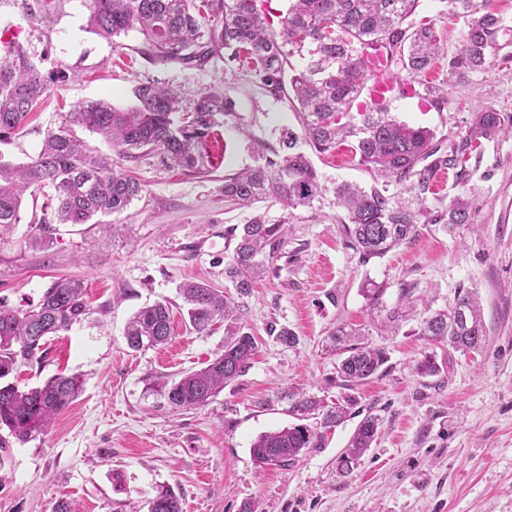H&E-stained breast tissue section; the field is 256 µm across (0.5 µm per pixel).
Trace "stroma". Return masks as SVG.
<instances>
[{"mask_svg":"<svg viewBox=\"0 0 512 512\" xmlns=\"http://www.w3.org/2000/svg\"><path fill=\"white\" fill-rule=\"evenodd\" d=\"M56 2L46 18L30 20L18 0H0V27H21V46L42 73H63L24 128L0 143L6 159L29 162L47 131L85 102L133 105L134 88L149 78L227 91L235 109L201 147L206 173L168 168L156 152L122 159L144 186L123 213L61 224L45 191L25 195L20 223L0 244V300L25 308L54 280L78 279L91 314L49 337L46 357L18 363L10 376L34 387L75 373L83 389L44 434L0 449V512H55L62 502L72 512H148L162 485L182 512H239L245 501L256 512H512V136L483 142L462 168L437 175L426 196L440 210L466 194L470 223L420 225L384 256L361 260L336 207L296 211L276 273L242 310L258 342L250 370L207 406L175 410L152 384L200 369L224 346L223 327L200 334L186 326L178 287L195 280L224 287L234 248L224 232L249 216L225 202L224 177L254 165L257 145L277 147L280 129L296 123L294 109L270 95L250 66L228 62L227 50L200 69L160 62L137 32L107 40L90 31L87 0ZM416 15L432 20L445 49L419 81L442 85L463 24L449 18L445 0H420ZM390 109L453 150L474 113H512V62L468 75L448 87L444 102L396 95ZM311 161L332 180L382 183L344 144ZM40 223L53 237L46 248L31 244ZM462 287L476 291L487 331L484 349L466 355L420 334L423 318L447 308ZM156 302L172 310L171 341L129 349L128 321ZM281 326L294 344L270 335ZM342 326L386 355L377 374L353 387L341 384L331 340ZM427 356L436 374L417 373ZM291 392L321 406L344 404L348 415L330 428L320 409L298 419ZM369 415L379 420L377 439L340 476L336 459ZM300 420L317 433L311 447L288 466H258L254 440Z\"/></svg>","mask_w":512,"mask_h":512,"instance_id":"stroma-1","label":"stroma"}]
</instances>
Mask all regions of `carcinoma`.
<instances>
[{
    "label": "carcinoma",
    "mask_w": 512,
    "mask_h": 512,
    "mask_svg": "<svg viewBox=\"0 0 512 512\" xmlns=\"http://www.w3.org/2000/svg\"><path fill=\"white\" fill-rule=\"evenodd\" d=\"M287 2L277 30L268 21L263 0H89L88 23L107 39L137 31L153 57L186 67L205 66L216 43L230 51L229 62L243 50L256 65L265 90L276 97L284 92L285 69L294 70L290 86L298 102L299 129L282 128L279 148L260 152L254 166L225 176V200L250 208L271 199L290 215L333 204L345 211L340 223L364 262L414 237L420 224L469 223L465 197L446 209L432 210L425 206V195L436 175L456 168L473 146L512 134L511 113H477L449 153L432 131L395 118L385 99L353 111L370 77L367 51L385 50L392 69L410 78L428 70L440 55L433 24L408 23L419 0ZM447 5L448 14L464 24L462 43L448 58V80L483 72L498 58L512 59V39L505 38L512 27L489 0H447ZM293 57L301 59L296 70ZM47 87L48 79L22 48L0 55V142L27 121ZM134 97L136 104L126 110L103 101L79 106L47 133L37 156L26 164L15 166L0 156V240L20 223L22 196L31 187L50 190L49 200L62 224H85L97 214L121 213L141 196L143 185L112 159L88 152L75 128L106 136L126 158L136 151H157L173 165L198 173L205 167L200 147L218 119L233 112V100L225 91H200L189 98L181 87L155 79L140 83ZM301 142L319 153L349 143L352 159L372 168L385 186L328 180L299 150ZM409 179L407 189L416 192L415 209L398 203L388 188ZM288 233V221L271 223L264 213L227 230L235 246L224 263V280L234 288V298L204 281L179 286L194 331L204 334L215 321L224 320V347L205 367L159 384L169 406L204 407L252 367L258 343L245 331L238 311L282 257ZM84 293L81 282L59 279L33 307L13 308L0 301V380L13 374L19 362L43 354L46 337L70 330L90 314ZM420 331L461 352L478 350L486 341L479 302L467 288L458 289L447 310L423 319ZM124 336L134 351L167 344L172 336L168 305L157 302L138 310ZM346 353L338 370L346 386L369 380L385 362V353L370 346L350 345ZM81 389L80 376L63 373L29 389L13 382L0 384V430H7V436H0V448L10 447L12 438L26 443L44 433ZM377 434L378 420L365 417L338 458L341 476L351 473V465ZM313 439L308 426L295 424L259 435L251 452L261 466L273 459L285 466ZM148 512H181L179 499L164 487L149 502Z\"/></svg>",
    "instance_id": "1"
}]
</instances>
